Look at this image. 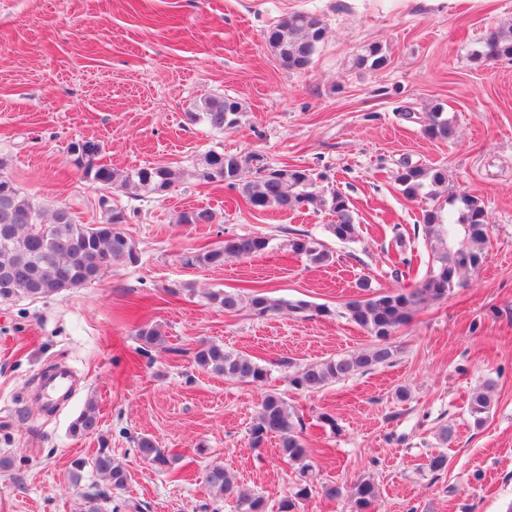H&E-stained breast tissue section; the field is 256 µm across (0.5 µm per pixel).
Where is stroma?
I'll use <instances>...</instances> for the list:
<instances>
[{"mask_svg": "<svg viewBox=\"0 0 512 512\" xmlns=\"http://www.w3.org/2000/svg\"><path fill=\"white\" fill-rule=\"evenodd\" d=\"M295 11L320 16L326 33L311 65L280 66L265 31ZM512 27V0H0V160L5 174L44 212L66 206L78 220L103 215L100 189L68 153L98 141L101 159L126 172L164 164L178 174L165 196L119 194L137 264L113 265L100 279L47 299L0 303V512H81L100 478L70 483L75 458L107 440L129 473L113 491L144 512H234L214 498L215 465L269 504L290 495L298 467L276 440L249 445L247 430L266 392L284 397L304 423L314 487L298 512H350L325 484L373 481L374 512H512V63L480 62L482 38ZM380 44L387 63L358 67ZM229 96L244 115L215 132L191 123L204 97ZM441 106L455 140L427 138L408 113ZM262 152L277 166L311 169L318 187L347 196L359 238L342 243L324 230V211L258 212L238 192L198 176L209 150ZM446 169L438 194L483 200L488 259L448 296L422 307L392 338V364L329 384L295 389L305 365L368 347L373 339L346 316L358 278L380 290L408 286L394 275L393 236L413 237L427 202L403 195L394 175L402 159ZM207 208L210 224H182L181 212ZM324 241L327 266L291 252L288 233ZM271 236L264 254L219 268L181 263L190 248L215 247L225 233ZM264 287L276 300L328 307L324 316L288 310L253 316L207 305L214 288ZM159 325L163 345L142 351L136 336ZM203 341L248 356L268 370L264 383L202 371ZM64 363L81 378L73 399L53 412L27 401L31 383ZM496 388L484 423L468 410L485 380ZM410 392L400 400L399 387ZM96 403L99 430L74 436L71 423ZM453 428L441 442L442 426ZM154 436L179 461L157 472L134 448ZM442 452L447 468L430 472Z\"/></svg>", "mask_w": 512, "mask_h": 512, "instance_id": "1", "label": "stroma"}]
</instances>
